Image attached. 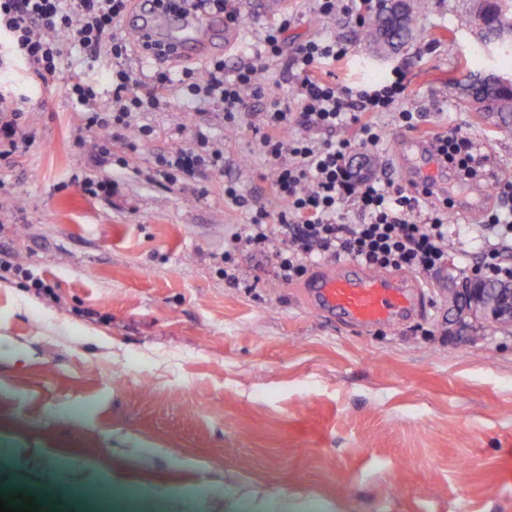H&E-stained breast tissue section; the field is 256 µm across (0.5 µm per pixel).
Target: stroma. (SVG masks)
Returning <instances> with one entry per match:
<instances>
[{
	"label": "stroma",
	"instance_id": "stroma-1",
	"mask_svg": "<svg viewBox=\"0 0 512 512\" xmlns=\"http://www.w3.org/2000/svg\"><path fill=\"white\" fill-rule=\"evenodd\" d=\"M249 2L230 66L275 21ZM469 6L431 0L415 38L375 58L358 15L325 21L294 0L288 44L347 41V56L319 69L352 87L405 72L404 106L426 115L418 133L474 138L504 177L512 131L481 121L460 85L512 64L475 39ZM61 54V77L0 70V103L22 100L26 137L0 159V250L58 295L0 279V498H33L38 512H95V490L131 512L145 500L157 512H254L263 497L287 498L288 512H512V336L452 330L444 278L424 279L420 316L362 336L314 311L304 282L274 279L272 254L242 259L252 287L229 285L225 240L250 208H283L258 142L173 84L168 106L141 117L153 142L100 166L66 78L107 92L113 60L84 63L71 39ZM384 123L376 153L355 156L408 188L392 156L402 129ZM200 129L223 140V172L191 191L145 180L154 152ZM228 176L246 206L225 200ZM85 177L109 178L111 194L85 195Z\"/></svg>",
	"mask_w": 512,
	"mask_h": 512
}]
</instances>
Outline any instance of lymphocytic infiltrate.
<instances>
[{
	"instance_id": "obj_1",
	"label": "lymphocytic infiltrate",
	"mask_w": 512,
	"mask_h": 512,
	"mask_svg": "<svg viewBox=\"0 0 512 512\" xmlns=\"http://www.w3.org/2000/svg\"><path fill=\"white\" fill-rule=\"evenodd\" d=\"M131 0H0V50L24 61L37 76L62 72L60 44L64 38L78 43L87 59L108 53L115 60L110 76L109 110L97 108L93 86L71 78L68 94L82 127L95 138L92 148L99 165L110 163L114 136H122V146L136 152L152 142L154 131L141 124L143 113L161 109L164 92L172 74L157 65L153 88L141 92L122 61L129 45L118 36L116 27L127 13ZM292 15H282L265 27L260 48L247 61L225 75L223 59L206 64L203 71L184 70L180 81L187 99H207L220 107L224 121L239 124L261 103L258 120L250 124L272 167L271 187L284 202L277 224H269V214L259 208L248 224L235 232L224 251V279L241 285L239 257L273 248L276 279L293 282L303 278L320 262L350 260L377 270H406L429 278L447 271L451 253L448 209L451 200L433 195L429 187L405 192L376 174H354L350 156L354 148L373 150L381 142L385 128L378 121L394 115L400 126L411 127L422 115L404 109L408 91L405 73L369 88L355 89L321 76V60L344 57L348 48L337 40L312 38L295 50L287 48ZM290 70L296 80L299 111L287 100L270 96L262 74L273 65ZM302 129L290 139L289 126ZM353 126L358 143L336 138L337 128ZM436 155L465 176L476 175L482 162L478 144L471 137L443 133L432 140ZM224 145L196 133L189 147L157 151L146 172L150 181L171 184L195 181L204 171H223ZM494 189L500 202L490 210L479 227L484 239L472 275L512 279V180L499 179ZM355 207L359 221H342L340 209Z\"/></svg>"
}]
</instances>
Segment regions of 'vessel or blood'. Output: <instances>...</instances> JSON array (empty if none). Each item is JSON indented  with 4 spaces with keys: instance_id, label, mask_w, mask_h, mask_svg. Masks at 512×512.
I'll use <instances>...</instances> for the list:
<instances>
[{
    "instance_id": "vessel-or-blood-1",
    "label": "vessel or blood",
    "mask_w": 512,
    "mask_h": 512,
    "mask_svg": "<svg viewBox=\"0 0 512 512\" xmlns=\"http://www.w3.org/2000/svg\"><path fill=\"white\" fill-rule=\"evenodd\" d=\"M125 29L138 50L161 53L172 60L210 59L224 36V16L212 11L190 14L160 12L156 0H135ZM395 161L410 183H433L438 193L448 192L446 170L421 135L396 139ZM488 198L486 186L475 181L453 195V209L460 217L476 220ZM310 303L347 329L366 333L379 326H395L413 318L424 294L413 277L395 276L364 266L337 264L311 277L307 284Z\"/></svg>"
}]
</instances>
